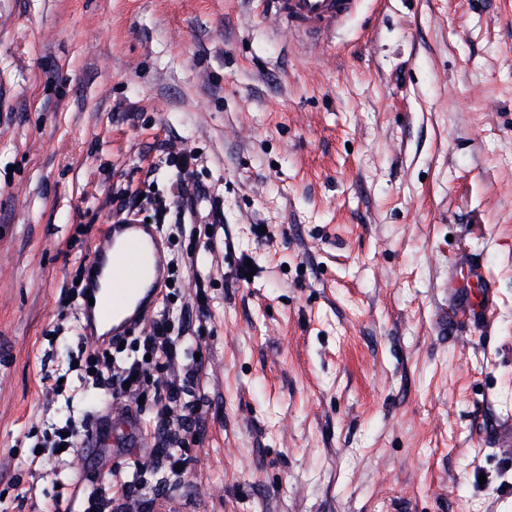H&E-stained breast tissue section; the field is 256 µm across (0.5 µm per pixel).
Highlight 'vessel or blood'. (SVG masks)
Wrapping results in <instances>:
<instances>
[{
	"label": "vessel or blood",
	"instance_id": "b4317fda",
	"mask_svg": "<svg viewBox=\"0 0 512 512\" xmlns=\"http://www.w3.org/2000/svg\"><path fill=\"white\" fill-rule=\"evenodd\" d=\"M358 0H273L279 20L292 33L317 47L327 42L337 27L356 10ZM91 269H109L110 282L95 304L83 311L86 337L95 343L125 335L142 323L152 310L167 278L166 258L154 225L110 224L90 264ZM449 287L481 293L480 318L495 307L492 282L484 267L464 263L448 281Z\"/></svg>",
	"mask_w": 512,
	"mask_h": 512
}]
</instances>
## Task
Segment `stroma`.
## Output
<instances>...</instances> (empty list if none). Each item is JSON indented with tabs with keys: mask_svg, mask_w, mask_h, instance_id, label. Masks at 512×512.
<instances>
[{
	"mask_svg": "<svg viewBox=\"0 0 512 512\" xmlns=\"http://www.w3.org/2000/svg\"><path fill=\"white\" fill-rule=\"evenodd\" d=\"M172 145L205 191L153 309L197 370L191 463L117 431L48 464L113 403L73 366V279L118 200L154 219ZM135 473L111 512H512V0H359L316 49L262 0H0V512ZM448 286L449 288H456L470 294L472 288H478L481 293L482 302L478 318L484 319L493 314L495 302L491 292L492 282L483 266L481 267L469 262L463 263L459 273H456L453 278L448 280ZM88 426L85 420L77 422L71 419L60 430L55 432V440L51 445H42L41 451L37 453L44 456L48 461L63 463L67 461V457L76 456L79 448L82 447L85 439V432ZM60 446H64V451L58 453Z\"/></svg>",
	"mask_w": 512,
	"mask_h": 512,
	"instance_id": "35a3bbf8",
	"label": "stroma"
}]
</instances>
